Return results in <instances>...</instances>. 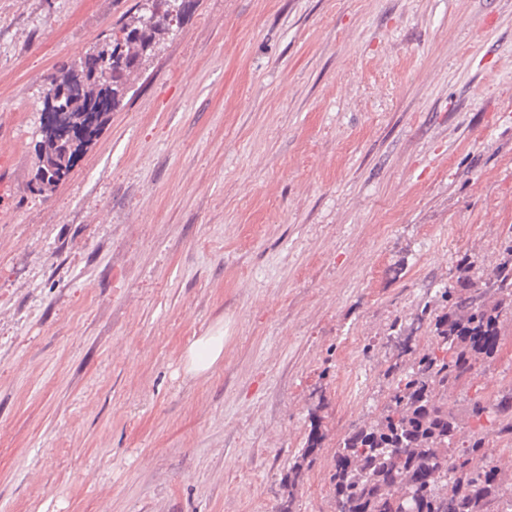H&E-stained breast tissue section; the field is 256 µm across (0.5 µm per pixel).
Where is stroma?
<instances>
[{
	"mask_svg": "<svg viewBox=\"0 0 512 512\" xmlns=\"http://www.w3.org/2000/svg\"><path fill=\"white\" fill-rule=\"evenodd\" d=\"M137 0H0V512H334L396 329L512 240V0H197L54 190L49 75ZM224 332L192 376L184 354ZM499 351L449 389L512 386ZM224 336H203L195 340L184 355L185 369L191 375L210 371L221 359ZM322 417L317 415V409L311 413L310 432L308 434L305 448L299 451L294 457L292 464L289 465L287 472L282 476L281 483L284 489L283 496L277 506L276 512H293L294 490L313 463L316 462L321 451V442L323 439Z\"/></svg>",
	"mask_w": 512,
	"mask_h": 512,
	"instance_id": "obj_1",
	"label": "stroma"
}]
</instances>
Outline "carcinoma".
<instances>
[{
  "mask_svg": "<svg viewBox=\"0 0 512 512\" xmlns=\"http://www.w3.org/2000/svg\"><path fill=\"white\" fill-rule=\"evenodd\" d=\"M196 0H138L135 13L121 24L122 39L112 46L95 44L82 56L56 70L49 79L44 101L67 95L59 108L41 120L53 128L74 132L68 149L53 137L38 146L34 190H53L74 167L84 148L99 134L109 112L123 100L128 86L125 72L142 66L158 47L161 37L180 23ZM154 21L145 23L144 16ZM112 68L104 77L100 67ZM100 116L89 123L92 115ZM507 258L493 278L470 289L465 297L454 289L440 292L444 311L432 314L424 305L418 323L428 322L432 346L417 349L415 336L397 337L396 354L385 371L394 383L393 394L381 418L352 428L333 454L332 498L343 512H508L512 491L503 488L499 466L488 455L486 434L474 433L453 460L459 422L448 412V389L472 372L480 361L493 360L501 341V316L512 309V243ZM469 417L485 420L499 436L512 437V388L494 401L474 399ZM322 417L312 412L305 448L282 476L283 496L276 512H293L294 490L321 451Z\"/></svg>",
  "mask_w": 512,
  "mask_h": 512,
  "instance_id": "obj_1",
  "label": "carcinoma"
}]
</instances>
